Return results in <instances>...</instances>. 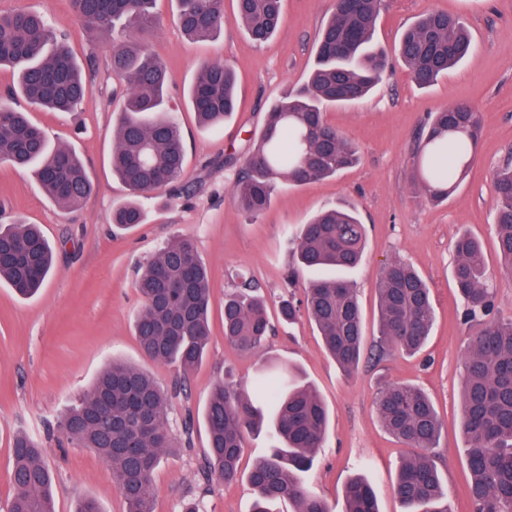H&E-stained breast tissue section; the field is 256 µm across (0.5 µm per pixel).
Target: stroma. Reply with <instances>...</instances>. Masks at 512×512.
I'll list each match as a JSON object with an SVG mask.
<instances>
[{
    "mask_svg": "<svg viewBox=\"0 0 512 512\" xmlns=\"http://www.w3.org/2000/svg\"><path fill=\"white\" fill-rule=\"evenodd\" d=\"M332 0H284V23L259 45L236 21L235 0H224V28L212 38L191 41L174 19V0H157V28L143 44L166 64L168 107L176 115L186 148L183 180L173 188L144 195L143 224L119 231L112 211L127 195L112 176V129L121 98L101 35L72 16L71 0H0V13L35 10L64 29L79 60L95 57L88 71L91 92L79 112L29 109L19 97L13 106L29 111L56 145L71 147L94 185L76 208L63 209L42 191L30 170L0 162V224L19 220L38 225L54 248V269L34 297L20 298L0 284V502L12 492L10 448L19 432L42 442L44 461L55 477V512H75L79 500H97L103 512H125L107 464L85 448L52 436L57 418L89 389L111 361L139 367L164 387L176 372L145 358L133 321L140 306L134 288L137 267L181 235L192 236L211 272V337L206 360L186 378V391L172 402L173 431L192 418L191 439L170 449L155 471L156 512H182L202 500L204 512H251L247 482L227 486L204 481L199 464L207 449L202 411L213 386L233 368L252 388L258 360L241 355L224 339V296L229 272L240 269L262 288L275 323L265 354L295 365L317 391L329 413V431L306 484L333 512H344V488L355 477L373 487L379 512H402L393 485L408 448L381 425L374 405L377 389L401 381L420 386L443 423L435 462L449 490L453 512H474L466 494L469 469L460 430V372L469 336L478 327L459 317L451 271L455 239L467 231L481 243L489 283L498 292L502 315L512 316V278L503 275L494 228V171L512 158V0H383L374 43L386 50L384 83L367 98L328 108L326 118L360 151V161L336 176L300 187H283L270 207L250 219L231 197V186L259 133L266 112L284 91L303 84L315 61L321 25ZM445 12L463 17L473 54L432 87L412 81L397 53L402 32L419 16ZM218 61L238 81V110L219 130L199 125L185 99L200 64ZM459 102L482 113V134L465 180L448 201L432 204L415 190L416 141L429 117ZM356 206L366 226L364 260L349 279L363 309L367 333L378 329L377 288L386 262L398 257L423 277L431 290L434 325L415 355L364 354L352 377H344L325 353L307 315L282 321L280 298L303 300L310 272L295 273V237L321 208Z\"/></svg>",
    "mask_w": 512,
    "mask_h": 512,
    "instance_id": "35a3bbf8",
    "label": "stroma"
}]
</instances>
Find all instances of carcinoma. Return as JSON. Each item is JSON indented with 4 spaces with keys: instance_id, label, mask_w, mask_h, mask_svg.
Masks as SVG:
<instances>
[{
    "instance_id": "obj_1",
    "label": "carcinoma",
    "mask_w": 512,
    "mask_h": 512,
    "mask_svg": "<svg viewBox=\"0 0 512 512\" xmlns=\"http://www.w3.org/2000/svg\"><path fill=\"white\" fill-rule=\"evenodd\" d=\"M156 0H72L85 24L112 38V72L123 84V104L112 134V173L128 191L112 223L143 222L138 198L178 182L185 148L179 122L164 109L167 71L142 47L140 35L155 25ZM382 0H345L321 26L316 62L305 83L285 91L265 115L245 171L231 188L249 216H260L276 190L334 176L359 161V151L335 126L327 108L360 100L382 84L388 58L372 43ZM237 20L257 43L273 37L284 20L283 0H236ZM176 20L192 40L215 36L224 25V0H176ZM460 18L432 12L402 34L397 52L412 81L430 87L472 52ZM18 75L12 95L38 109L77 112L91 87L66 45L61 26L36 12L0 14V68ZM199 121L220 128L236 112L234 74L221 63L203 64L187 92ZM482 132L477 109L451 105L436 112L417 142L418 194L443 202L466 178ZM0 161L33 171L45 193L63 208H75L92 191L84 166L70 148L52 147L43 130L9 102L0 103ZM497 246L502 271L512 274V163L493 174ZM365 225L354 207L338 205L301 226L297 261L303 270H350L362 261ZM452 277L461 318L480 329L470 338L461 375V433L470 469L467 493L474 512H512V318L496 315V294L487 288L480 242L464 233L455 242ZM53 264L52 248L34 224L0 225V283L21 297L35 295ZM234 290L224 300V338L244 356H261L273 332L261 288L243 273L230 274ZM141 306L134 331L145 357L186 376L203 361L210 341V270L193 238L163 246L139 271ZM378 357L418 352L433 325L430 289L404 260L386 263L378 288ZM305 310L326 353L346 374L359 365L365 342L356 289L341 278L316 279L306 288ZM248 392L233 381L215 385L203 409L208 448L201 465L209 480L239 481L246 432L270 430L274 444L247 473L252 512H332L303 481L328 425L326 408L311 386L286 363L262 369ZM182 390H166L137 367L113 362L57 421L74 447L87 448L108 465L126 512H154L153 475L177 438L169 408ZM375 408L384 429L413 450L401 464L395 492L404 512H450L448 489L434 460L441 430L427 394L404 383H386ZM12 495L5 512H55L53 477L41 443L26 433L10 448ZM345 512H378L371 485L351 480Z\"/></svg>"
}]
</instances>
